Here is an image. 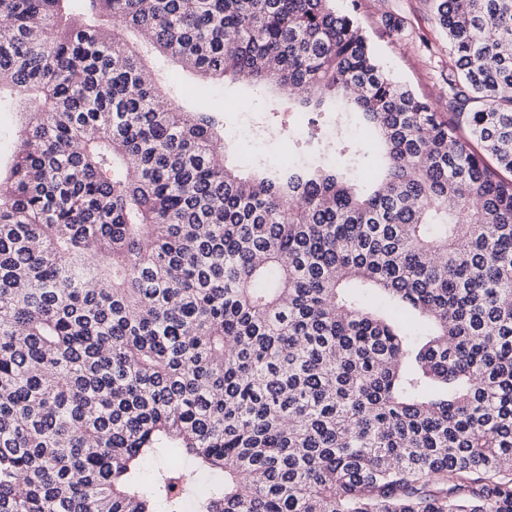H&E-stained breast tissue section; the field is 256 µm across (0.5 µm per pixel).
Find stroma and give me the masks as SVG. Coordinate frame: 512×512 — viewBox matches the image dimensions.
Masks as SVG:
<instances>
[{
	"label": "stroma",
	"instance_id": "obj_1",
	"mask_svg": "<svg viewBox=\"0 0 512 512\" xmlns=\"http://www.w3.org/2000/svg\"><path fill=\"white\" fill-rule=\"evenodd\" d=\"M336 9L351 14L363 28L381 66L429 102L438 112L448 109L446 76L451 55L448 37L438 26L431 0H336ZM155 81L172 104L187 110L223 111L229 126L238 131L231 141L230 158L248 170L257 149L279 156L292 155L295 147L287 137L256 145L248 135L262 102L248 87L234 82L208 85L194 73L168 58L151 55Z\"/></svg>",
	"mask_w": 512,
	"mask_h": 512
}]
</instances>
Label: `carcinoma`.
Masks as SVG:
<instances>
[{"label": "carcinoma", "mask_w": 512, "mask_h": 512, "mask_svg": "<svg viewBox=\"0 0 512 512\" xmlns=\"http://www.w3.org/2000/svg\"><path fill=\"white\" fill-rule=\"evenodd\" d=\"M434 14L449 114L333 0H0V512H512V0ZM127 30L367 140L244 174ZM11 99L6 97L0 109V154L6 164L13 150L14 134L19 125V116L13 111Z\"/></svg>", "instance_id": "obj_1"}]
</instances>
